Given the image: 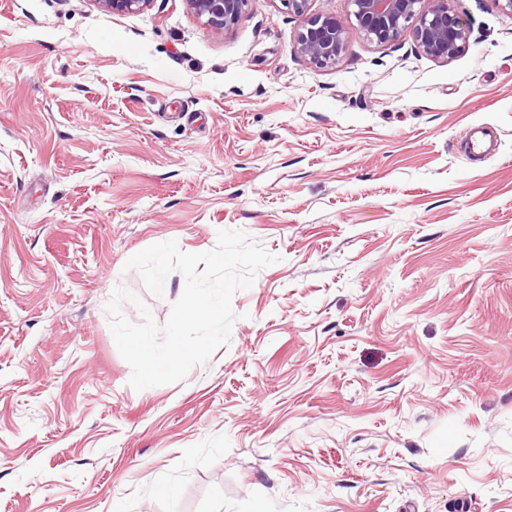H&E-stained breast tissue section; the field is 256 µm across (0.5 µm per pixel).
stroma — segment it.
<instances>
[{"instance_id":"obj_1","label":"stroma","mask_w":512,"mask_h":512,"mask_svg":"<svg viewBox=\"0 0 512 512\" xmlns=\"http://www.w3.org/2000/svg\"><path fill=\"white\" fill-rule=\"evenodd\" d=\"M433 60L350 0L336 65L248 0H0V512H512V16ZM496 128L493 157L460 145ZM242 230L277 263L227 346L134 390L105 311L182 294L131 255ZM98 8L112 14H136L147 9L153 0H91ZM191 12L215 35L233 30L247 0H185Z\"/></svg>"}]
</instances>
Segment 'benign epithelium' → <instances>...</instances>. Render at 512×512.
<instances>
[{
	"mask_svg": "<svg viewBox=\"0 0 512 512\" xmlns=\"http://www.w3.org/2000/svg\"><path fill=\"white\" fill-rule=\"evenodd\" d=\"M114 14H136L153 0H90ZM191 12L215 35L233 30L247 0H185ZM357 29L367 40L386 45L412 32L416 47L435 60L448 61L468 38L464 19L448 8V0H350ZM348 31L329 14L306 19L296 50L317 68L333 66L345 51Z\"/></svg>",
	"mask_w": 512,
	"mask_h": 512,
	"instance_id": "obj_1",
	"label": "benign epithelium"
}]
</instances>
